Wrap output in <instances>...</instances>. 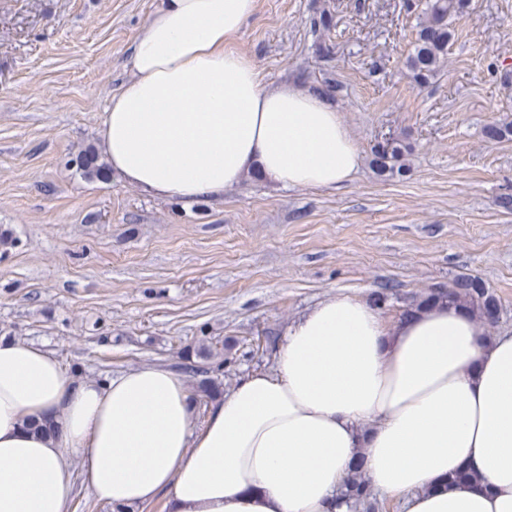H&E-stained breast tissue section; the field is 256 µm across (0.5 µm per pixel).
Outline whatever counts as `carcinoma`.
Instances as JSON below:
<instances>
[{
  "label": "carcinoma",
  "mask_w": 512,
  "mask_h": 512,
  "mask_svg": "<svg viewBox=\"0 0 512 512\" xmlns=\"http://www.w3.org/2000/svg\"><path fill=\"white\" fill-rule=\"evenodd\" d=\"M465 7L466 0H406L408 11L421 10L413 49L405 61V67L415 82L428 83L437 76L448 58V46L455 38L452 19L461 15ZM408 150L409 145L403 140L386 139L373 146V163L381 174L404 177L406 169L402 159ZM78 167L90 178L105 177L103 164L91 150L79 155ZM442 303H452L465 309L484 325L488 324L489 311L501 308L500 300L483 280L460 276L446 288H429L403 298L402 312L410 314ZM224 350L223 338L204 335L194 350L195 360L186 365L190 377L196 380V388L210 400L219 395L221 377L234 364ZM338 498L347 506L348 512H376L379 509L376 493L359 465L351 469Z\"/></svg>",
  "instance_id": "cac0c4a2"
}]
</instances>
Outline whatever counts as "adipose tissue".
I'll return each mask as SVG.
<instances>
[{
	"label": "adipose tissue",
	"instance_id": "1",
	"mask_svg": "<svg viewBox=\"0 0 512 512\" xmlns=\"http://www.w3.org/2000/svg\"><path fill=\"white\" fill-rule=\"evenodd\" d=\"M254 9L162 0L99 129L111 174L188 205L250 175L284 190L352 177L357 145L322 90L269 85L229 48ZM74 456L122 512L162 494L169 512H345L336 491L357 462L406 512H512V334L448 304L388 325L341 292L203 417L169 368L79 381L0 340V512H69Z\"/></svg>",
	"mask_w": 512,
	"mask_h": 512
}]
</instances>
